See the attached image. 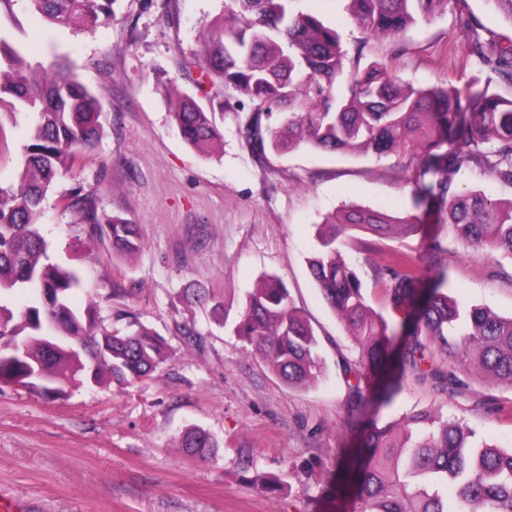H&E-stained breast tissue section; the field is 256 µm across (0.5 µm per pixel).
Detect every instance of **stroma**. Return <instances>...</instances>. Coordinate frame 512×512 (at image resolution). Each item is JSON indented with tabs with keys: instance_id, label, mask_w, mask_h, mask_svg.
<instances>
[{
	"instance_id": "1",
	"label": "stroma",
	"mask_w": 512,
	"mask_h": 512,
	"mask_svg": "<svg viewBox=\"0 0 512 512\" xmlns=\"http://www.w3.org/2000/svg\"><path fill=\"white\" fill-rule=\"evenodd\" d=\"M224 4L117 0L111 20L91 33L44 24L29 0H0V38L34 63L66 57L101 107L97 148L45 201L40 229L50 257L78 272L76 306L96 293L101 319L131 311L166 348L153 378L76 388L64 400L0 386V498L22 512H352L341 477L359 440L347 423L340 363L357 351L307 266L319 224L341 207L418 211L422 234L396 245L415 256L421 280L447 264L448 290L459 302L512 316V260L464 248L436 207L416 208L406 158L307 148L256 155L241 136L247 115L230 97L217 119L221 145L202 154L183 141L157 80L172 79L181 94L203 99L191 60L199 32ZM303 7L336 29L348 54L386 64L403 82L474 79L512 98L511 83L467 60L456 10L436 11L391 38L355 26L346 0H304ZM5 130L2 187L15 183L27 142L25 120ZM101 169L103 207L140 228L133 258L113 253L108 238L88 239L85 225L59 202L94 183ZM436 236L444 254L428 249ZM265 275L287 286L319 339L324 372L314 385L283 381L231 332ZM199 289L223 301L226 322L192 302ZM187 327L196 341L184 335ZM492 402L504 412H490ZM434 409L464 419L477 439L512 448V390L473 379L448 396L407 378L379 416L386 423ZM191 427L213 437V454L184 453L179 443Z\"/></svg>"
}]
</instances>
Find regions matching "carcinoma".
<instances>
[{
    "label": "carcinoma",
    "instance_id": "carcinoma-1",
    "mask_svg": "<svg viewBox=\"0 0 512 512\" xmlns=\"http://www.w3.org/2000/svg\"><path fill=\"white\" fill-rule=\"evenodd\" d=\"M117 0H30L49 25L105 24ZM302 0H228L198 38L192 64L199 85L219 84L203 105L190 96L170 104L182 139L206 152L223 136L215 109L231 93L251 112L243 137L252 151L286 153L301 146L345 154L397 153L412 166L415 206H439L456 238L475 251L499 250L512 259V199L492 200L478 189H457L454 176L468 168L489 171L512 187V98L472 83L414 87L371 63L347 73V53L336 30ZM464 0H349L359 28L399 36L441 7ZM467 55L512 83V38L458 11ZM100 104L58 58L34 65L0 39V131L28 119V142L18 181L0 186V296L22 292L29 303L15 312L0 304V383L23 386L49 399L69 389L104 383L127 385L150 377L163 363V340L127 310L108 328L98 304L71 307L78 275L51 261L41 234L43 203L55 181L75 171L101 138ZM88 234L108 237L120 255L140 247L137 225L106 211L97 189L82 186L62 197ZM415 213L391 215L348 206L320 225L318 246L307 258L324 300L358 348L342 360L349 425L360 446L347 475L356 512H512V449L478 445L461 420L438 411L406 414L383 426L367 413L391 404L408 376L430 379L439 391H459L458 373L512 390V316L480 305L462 306L448 295V266H439L428 288L411 254L395 250L375 272L403 341L394 376L378 382L394 330L369 304L360 276L342 257L340 238L370 233L388 239L422 231ZM233 333L290 385L305 386L322 372L318 340L296 310L288 289L272 275L249 293ZM181 447H214L202 430L188 431Z\"/></svg>",
    "mask_w": 512,
    "mask_h": 512
}]
</instances>
